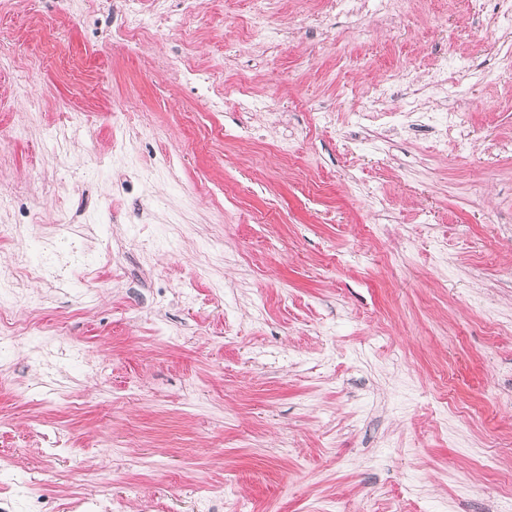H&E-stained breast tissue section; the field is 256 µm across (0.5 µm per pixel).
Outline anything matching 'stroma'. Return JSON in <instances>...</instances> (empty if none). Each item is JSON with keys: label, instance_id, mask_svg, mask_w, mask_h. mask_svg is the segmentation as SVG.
<instances>
[{"label": "stroma", "instance_id": "35a3bbf8", "mask_svg": "<svg viewBox=\"0 0 512 512\" xmlns=\"http://www.w3.org/2000/svg\"><path fill=\"white\" fill-rule=\"evenodd\" d=\"M139 6L0 0V512H512V0Z\"/></svg>", "mask_w": 512, "mask_h": 512}]
</instances>
